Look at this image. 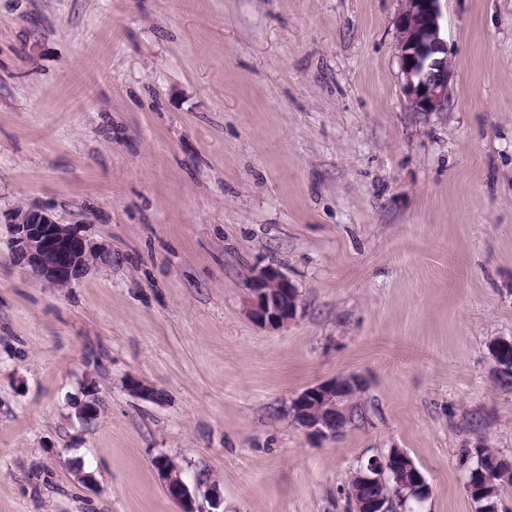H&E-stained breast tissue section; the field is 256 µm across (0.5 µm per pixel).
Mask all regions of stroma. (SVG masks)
<instances>
[{
    "label": "stroma",
    "instance_id": "35a3bbf8",
    "mask_svg": "<svg viewBox=\"0 0 512 512\" xmlns=\"http://www.w3.org/2000/svg\"><path fill=\"white\" fill-rule=\"evenodd\" d=\"M402 7L0 0V214L112 251L55 288L0 226V512H179L160 449L224 512H353L392 448L416 512H478L467 449L512 461V0H442V112L403 93ZM265 266L298 295L280 329L247 314ZM347 375L356 421L308 436L293 399Z\"/></svg>",
    "mask_w": 512,
    "mask_h": 512
}]
</instances>
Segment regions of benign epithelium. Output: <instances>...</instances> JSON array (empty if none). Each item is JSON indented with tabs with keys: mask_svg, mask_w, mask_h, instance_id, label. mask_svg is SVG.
<instances>
[{
	"mask_svg": "<svg viewBox=\"0 0 512 512\" xmlns=\"http://www.w3.org/2000/svg\"><path fill=\"white\" fill-rule=\"evenodd\" d=\"M397 17L396 50L403 90L415 112H441L448 106L450 73L448 48L440 38L441 0H403ZM7 247L14 262L29 268L56 288H65L92 268L112 263V253L89 239L77 225L59 223L46 208H18L4 221ZM297 291L278 269L266 266L249 277L248 315L258 325L280 329L295 317ZM360 384L354 376L341 377L310 387L292 402L294 420L307 435L334 438L349 422V390ZM98 400L91 398L76 405V416L87 422L97 414ZM408 454L392 448L383 458L369 461L359 471L363 484L373 493L352 497L355 512H390L379 484L384 476L404 469L411 473L409 490L425 498L430 493L421 471L408 463ZM152 465L169 498L180 512H222L223 497L217 481L200 478L197 501L181 475V467L165 451L152 456Z\"/></svg>",
	"mask_w": 512,
	"mask_h": 512,
	"instance_id": "obj_1",
	"label": "benign epithelium"
}]
</instances>
